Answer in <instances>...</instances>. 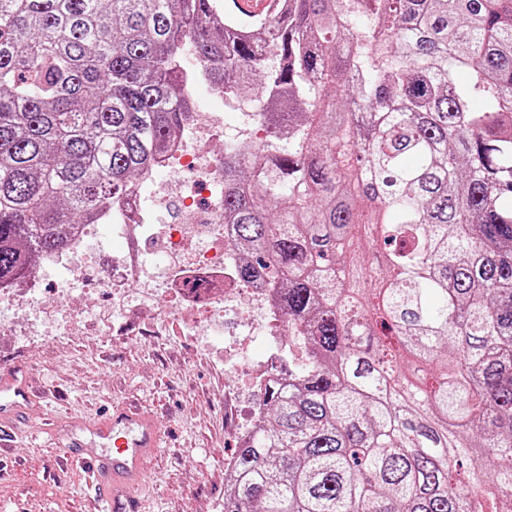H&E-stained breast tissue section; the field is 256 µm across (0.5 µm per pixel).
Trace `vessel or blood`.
I'll list each match as a JSON object with an SVG mask.
<instances>
[{"mask_svg":"<svg viewBox=\"0 0 512 512\" xmlns=\"http://www.w3.org/2000/svg\"><path fill=\"white\" fill-rule=\"evenodd\" d=\"M278 0H224V7L247 21L273 18ZM42 391L33 387L25 371L15 370L0 377V422L14 419ZM91 445L72 442L65 464L81 468L89 487L97 489L104 476L112 478V495L101 512H128L132 491L146 476V465L161 448L162 434L155 421L139 411L121 407L100 423L88 425Z\"/></svg>","mask_w":512,"mask_h":512,"instance_id":"1","label":"vessel or blood"}]
</instances>
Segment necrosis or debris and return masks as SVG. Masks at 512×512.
I'll use <instances>...</instances> for the list:
<instances>
[{"instance_id": "1", "label": "necrosis or debris", "mask_w": 512, "mask_h": 512, "mask_svg": "<svg viewBox=\"0 0 512 512\" xmlns=\"http://www.w3.org/2000/svg\"><path fill=\"white\" fill-rule=\"evenodd\" d=\"M224 134V117L208 110L194 112L185 129L171 140L161 165L144 172L118 205L104 208L88 223L75 225L67 249L39 259L41 272L51 277L56 292L68 293L75 285L85 292L119 289L137 284L138 307L151 306L156 295L154 261L171 265L167 288L179 296L187 310L205 306L212 320H231L236 331L224 340V359L238 362L239 372L228 386V399L237 402L248 394V425L261 418L259 395L276 375L280 336L287 321L274 309L265 285L240 282L227 260L232 248L224 222V157L214 148ZM203 186L211 201L202 208L186 183ZM180 199L182 217L169 224H155L152 212ZM122 241L106 274L94 270L90 241L102 232ZM262 321L267 351L252 355L256 341L252 327Z\"/></svg>"}]
</instances>
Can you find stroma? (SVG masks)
Listing matches in <instances>:
<instances>
[{"label": "stroma", "instance_id": "obj_1", "mask_svg": "<svg viewBox=\"0 0 512 512\" xmlns=\"http://www.w3.org/2000/svg\"><path fill=\"white\" fill-rule=\"evenodd\" d=\"M177 308L166 294L154 314H128L111 293L62 298L44 279L29 327L0 310V374L21 365L56 392L27 411L13 477L0 484V512H98L82 473L58 471L66 440L40 426L53 419L77 435L131 402L155 417L164 437L138 491L141 512H224V461L243 425L226 397L235 371L224 361L223 326H188L176 321Z\"/></svg>", "mask_w": 512, "mask_h": 512}]
</instances>
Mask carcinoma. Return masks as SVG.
<instances>
[{"instance_id":"cac0c4a2","label":"carcinoma","mask_w":512,"mask_h":512,"mask_svg":"<svg viewBox=\"0 0 512 512\" xmlns=\"http://www.w3.org/2000/svg\"><path fill=\"white\" fill-rule=\"evenodd\" d=\"M199 77L288 135L224 141V223L302 342L224 512H512V0H280L245 34L215 0H0V283L159 163Z\"/></svg>"}]
</instances>
